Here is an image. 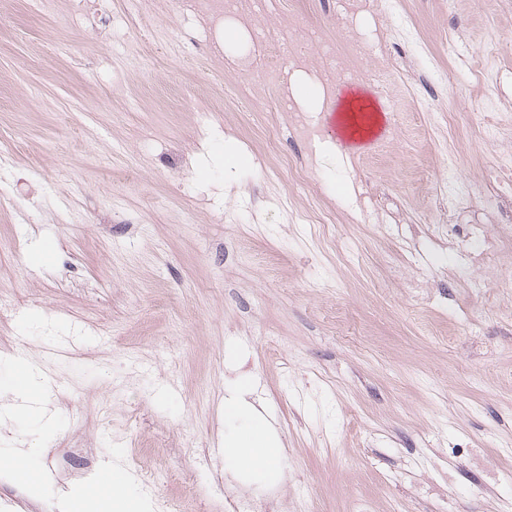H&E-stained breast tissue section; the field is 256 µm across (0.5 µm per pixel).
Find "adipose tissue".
Instances as JSON below:
<instances>
[{"label": "adipose tissue", "instance_id": "adipose-tissue-1", "mask_svg": "<svg viewBox=\"0 0 512 512\" xmlns=\"http://www.w3.org/2000/svg\"><path fill=\"white\" fill-rule=\"evenodd\" d=\"M335 112L336 130L347 153L363 149L382 127V113L376 110L371 96L359 89L340 93ZM224 418L231 423L224 435V461L231 475L253 481L274 480L279 472L280 441L271 427L241 396L225 402Z\"/></svg>", "mask_w": 512, "mask_h": 512}]
</instances>
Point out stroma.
Listing matches in <instances>:
<instances>
[{"instance_id": "1", "label": "stroma", "mask_w": 512, "mask_h": 512, "mask_svg": "<svg viewBox=\"0 0 512 512\" xmlns=\"http://www.w3.org/2000/svg\"><path fill=\"white\" fill-rule=\"evenodd\" d=\"M0 0V354L50 379L49 416L0 397V454L41 444L49 482L0 474L16 512L111 469L155 512H512V192L490 182L512 141V0ZM417 40L397 36L404 24ZM292 40L296 78L263 77ZM406 95L363 85L381 132L347 156L292 134L322 125L337 82L322 44ZM241 86L248 108L224 99ZM490 100L491 109L477 108ZM280 129L267 151L264 127ZM457 171H448V150ZM331 224H307L294 169ZM469 207L435 223L448 178ZM498 195L495 209L484 199ZM276 429L283 473L224 462L239 384ZM144 465L163 478L143 487Z\"/></svg>"}]
</instances>
